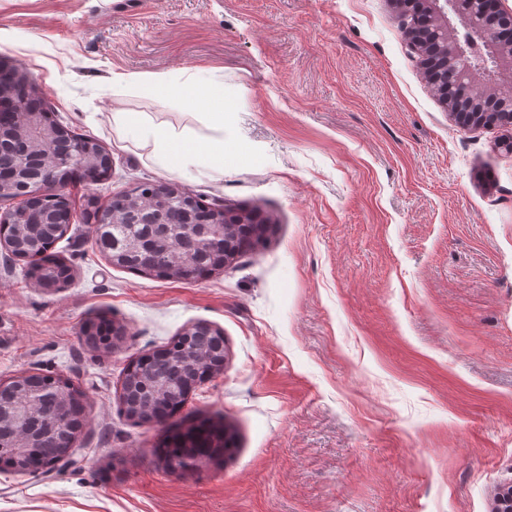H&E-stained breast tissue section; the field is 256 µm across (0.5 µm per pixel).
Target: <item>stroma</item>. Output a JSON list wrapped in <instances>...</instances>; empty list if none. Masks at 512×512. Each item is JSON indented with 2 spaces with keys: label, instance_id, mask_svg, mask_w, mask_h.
I'll return each instance as SVG.
<instances>
[{
  "label": "stroma",
  "instance_id": "stroma-1",
  "mask_svg": "<svg viewBox=\"0 0 512 512\" xmlns=\"http://www.w3.org/2000/svg\"><path fill=\"white\" fill-rule=\"evenodd\" d=\"M0 60L112 157L65 190L82 219L54 246L62 288L0 247V382L57 375L88 410L52 469L0 471V512H491L512 481V127L458 123L392 0H0ZM165 72L223 85V172L162 168L113 128L144 112L209 136L125 81ZM151 180L275 233L191 284L112 267L88 204ZM99 317L124 328L115 349L87 344ZM199 321L224 370L183 411L239 446L174 473L161 428L116 405L129 361Z\"/></svg>",
  "mask_w": 512,
  "mask_h": 512
}]
</instances>
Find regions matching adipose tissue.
I'll list each match as a JSON object with an SVG mask.
<instances>
[{"label":"adipose tissue","instance_id":"obj_1","mask_svg":"<svg viewBox=\"0 0 512 512\" xmlns=\"http://www.w3.org/2000/svg\"><path fill=\"white\" fill-rule=\"evenodd\" d=\"M141 92L148 97L177 94L192 102L202 113L212 134L199 139L188 128L177 129L159 125L142 113L116 112L113 126L120 131H133L150 145L155 160L165 168L177 166L184 170L199 168L220 169L224 166V90L222 87L185 85L171 75H153L135 80Z\"/></svg>","mask_w":512,"mask_h":512}]
</instances>
